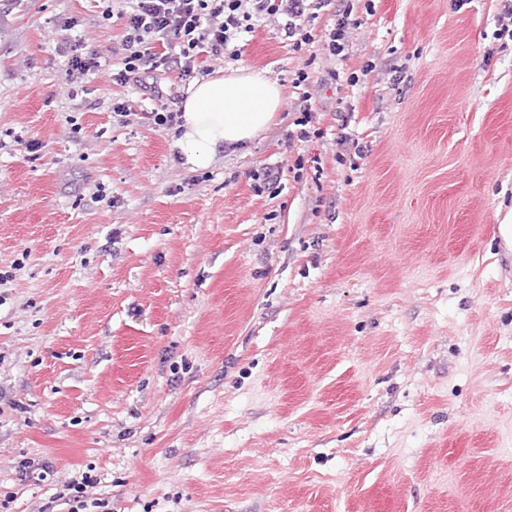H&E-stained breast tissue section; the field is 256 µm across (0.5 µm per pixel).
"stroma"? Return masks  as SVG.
<instances>
[{
	"label": "stroma",
	"instance_id": "35a3bbf8",
	"mask_svg": "<svg viewBox=\"0 0 512 512\" xmlns=\"http://www.w3.org/2000/svg\"><path fill=\"white\" fill-rule=\"evenodd\" d=\"M342 4L361 21L346 58L327 10L304 51L267 21L212 62L265 72L281 103L193 171L145 117L189 81L157 77V101L101 74L69 95L54 33L77 18L119 68L107 0H0L8 512H69L55 494L89 467L108 512H512L505 2ZM24 461L46 479L20 480Z\"/></svg>",
	"mask_w": 512,
	"mask_h": 512
}]
</instances>
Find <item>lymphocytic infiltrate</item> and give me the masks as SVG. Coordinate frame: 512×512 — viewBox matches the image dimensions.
Here are the masks:
<instances>
[{
    "label": "lymphocytic infiltrate",
    "mask_w": 512,
    "mask_h": 512,
    "mask_svg": "<svg viewBox=\"0 0 512 512\" xmlns=\"http://www.w3.org/2000/svg\"><path fill=\"white\" fill-rule=\"evenodd\" d=\"M128 8L105 10V19L120 20L125 51L122 67L106 72L99 51L70 34L59 35L55 49L66 61V82L108 73L119 85L139 83L158 96L151 79L164 73L184 78L207 72L213 60L235 59L236 42L254 33L258 23L273 21L294 51H303L311 36L306 25L331 0H128Z\"/></svg>",
    "instance_id": "obj_1"
}]
</instances>
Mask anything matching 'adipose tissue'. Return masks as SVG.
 I'll return each mask as SVG.
<instances>
[{"label":"adipose tissue","instance_id":"adipose-tissue-1","mask_svg":"<svg viewBox=\"0 0 512 512\" xmlns=\"http://www.w3.org/2000/svg\"><path fill=\"white\" fill-rule=\"evenodd\" d=\"M280 89L264 73L237 70L195 80L182 105L181 133L172 147L190 168L208 166L219 151L257 138L280 105Z\"/></svg>","mask_w":512,"mask_h":512}]
</instances>
